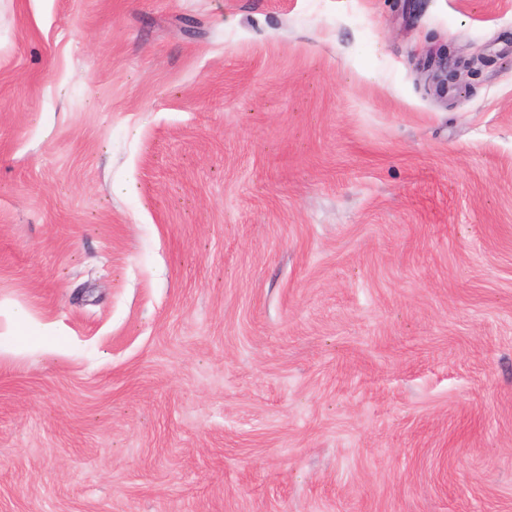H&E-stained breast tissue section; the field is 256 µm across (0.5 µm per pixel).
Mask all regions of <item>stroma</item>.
I'll list each match as a JSON object with an SVG mask.
<instances>
[{
  "label": "stroma",
  "instance_id": "obj_1",
  "mask_svg": "<svg viewBox=\"0 0 512 512\" xmlns=\"http://www.w3.org/2000/svg\"><path fill=\"white\" fill-rule=\"evenodd\" d=\"M0 512H512V0H0ZM451 61L448 58V53L443 52L441 54L436 53L423 62L422 71L425 74L428 87L432 88L437 94L448 96L460 89V83L455 73L458 65L455 67V62H453V68H451Z\"/></svg>",
  "mask_w": 512,
  "mask_h": 512
}]
</instances>
